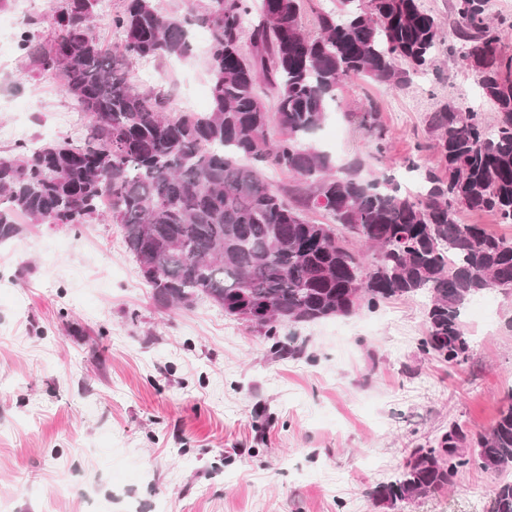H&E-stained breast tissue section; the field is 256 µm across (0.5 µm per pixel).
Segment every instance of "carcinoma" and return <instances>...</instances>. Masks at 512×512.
Returning <instances> with one entry per match:
<instances>
[{
  "label": "carcinoma",
  "mask_w": 512,
  "mask_h": 512,
  "mask_svg": "<svg viewBox=\"0 0 512 512\" xmlns=\"http://www.w3.org/2000/svg\"><path fill=\"white\" fill-rule=\"evenodd\" d=\"M302 0H206L184 14L154 0H124L109 25L123 34L108 52L92 31L99 0H63L52 16L24 23L20 55L38 73L64 78L65 92L88 120L84 138L20 146L0 156V243L33 224H86L108 210L127 252L143 266L161 307H188L205 297L272 341L273 354L300 351L284 324L350 316L395 296L429 297L420 350L450 367L469 357L463 320L477 295L512 284V238L481 224H460L456 207L494 213L512 224V56L500 53L503 26L490 0H457L448 51L477 73L495 112L488 129L448 102L430 113V145L439 165L410 160L420 172L412 193L388 176L367 177L354 163L331 173L328 155L310 144L343 78L364 74L400 88L435 66L438 20L418 0H338L317 15L318 32L301 23ZM207 27L212 105L204 114L171 112L170 96L142 92L131 68L195 51L192 31ZM249 34L251 51L233 46ZM275 100L268 111L258 88ZM376 150L386 149L377 112L361 118ZM273 168L308 192L290 204L266 182ZM331 222H314L309 208ZM363 234L371 260L345 234ZM512 465V391L495 422L474 435L453 423L411 451L406 464L371 495L408 502L453 484L462 470ZM489 512H512V479L496 486Z\"/></svg>",
  "instance_id": "obj_1"
}]
</instances>
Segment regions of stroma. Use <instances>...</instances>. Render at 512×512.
<instances>
[{"instance_id":"stroma-1","label":"stroma","mask_w":512,"mask_h":512,"mask_svg":"<svg viewBox=\"0 0 512 512\" xmlns=\"http://www.w3.org/2000/svg\"><path fill=\"white\" fill-rule=\"evenodd\" d=\"M437 58L399 89L340 83L313 139L335 169L409 186L430 112L451 102L493 126L474 72L447 45ZM132 79L170 92L175 112L211 107L203 53ZM370 108L381 154L360 126ZM85 125L61 78L0 59V128L17 130L0 155ZM427 306L394 297L282 327L303 351L278 358L208 300L158 307L116 224H22L0 243V512H487L502 476L476 468L392 507L369 495L449 423L487 430L512 391V292L469 303V359L454 368L419 350Z\"/></svg>"}]
</instances>
